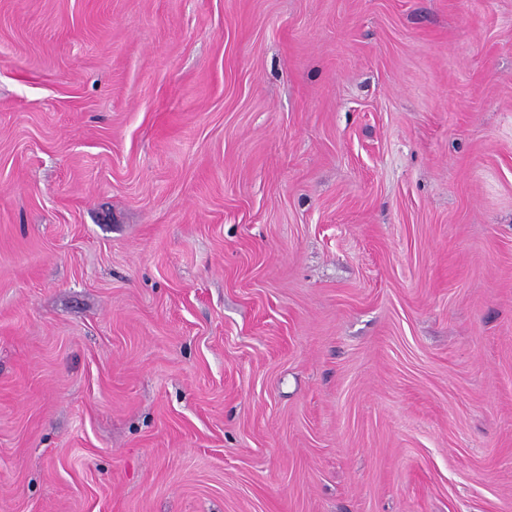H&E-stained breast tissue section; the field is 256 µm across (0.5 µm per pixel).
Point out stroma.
Returning a JSON list of instances; mask_svg holds the SVG:
<instances>
[{
	"label": "stroma",
	"mask_w": 512,
	"mask_h": 512,
	"mask_svg": "<svg viewBox=\"0 0 512 512\" xmlns=\"http://www.w3.org/2000/svg\"><path fill=\"white\" fill-rule=\"evenodd\" d=\"M0 512H512V0H0Z\"/></svg>",
	"instance_id": "35a3bbf8"
}]
</instances>
